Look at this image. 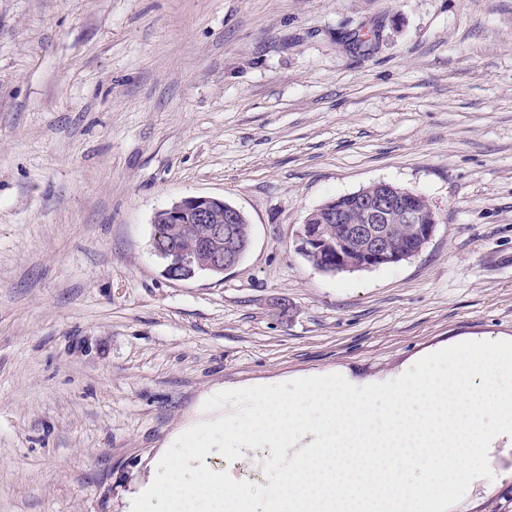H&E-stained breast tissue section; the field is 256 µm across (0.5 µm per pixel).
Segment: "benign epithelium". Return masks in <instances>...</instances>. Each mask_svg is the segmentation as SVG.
Returning <instances> with one entry per match:
<instances>
[{
	"label": "benign epithelium",
	"instance_id": "1",
	"mask_svg": "<svg viewBox=\"0 0 512 512\" xmlns=\"http://www.w3.org/2000/svg\"><path fill=\"white\" fill-rule=\"evenodd\" d=\"M405 190L377 183L356 194L361 219L351 221L348 213L336 207V200L323 203L311 213L295 234V249L313 261L337 248L325 236L326 227L339 225L342 236L361 244L359 266L365 269L397 264L417 255L432 237L436 219L429 206L403 205ZM168 224L180 225L194 244L183 248L173 242L152 237L154 253L163 262V274L173 281H191L203 275L219 276L237 266L244 256V237L249 229L245 213L216 196H188L163 209ZM408 227L407 242L399 245L391 235L390 225Z\"/></svg>",
	"mask_w": 512,
	"mask_h": 512
}]
</instances>
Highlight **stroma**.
<instances>
[{
  "label": "stroma",
  "mask_w": 512,
  "mask_h": 512,
  "mask_svg": "<svg viewBox=\"0 0 512 512\" xmlns=\"http://www.w3.org/2000/svg\"><path fill=\"white\" fill-rule=\"evenodd\" d=\"M380 181L435 211L418 255L296 251ZM199 195L251 246L172 281L154 216ZM482 336L512 337V0H0V512H126L212 389Z\"/></svg>",
  "instance_id": "stroma-1"
}]
</instances>
